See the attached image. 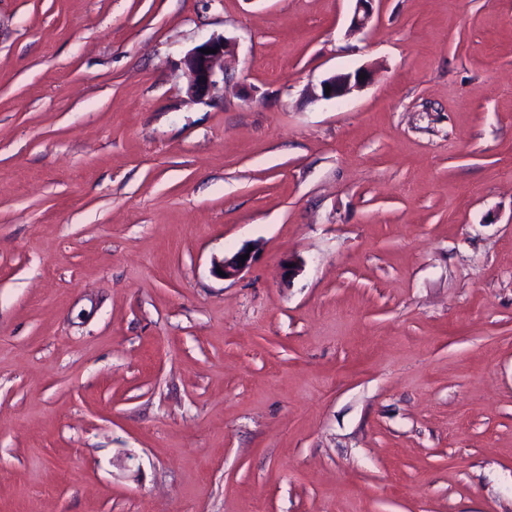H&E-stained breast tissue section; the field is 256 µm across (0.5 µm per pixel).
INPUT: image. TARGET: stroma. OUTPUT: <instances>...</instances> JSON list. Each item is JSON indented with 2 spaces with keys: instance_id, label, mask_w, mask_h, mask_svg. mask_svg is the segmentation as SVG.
I'll use <instances>...</instances> for the list:
<instances>
[{
  "instance_id": "35a3bbf8",
  "label": "stroma",
  "mask_w": 512,
  "mask_h": 512,
  "mask_svg": "<svg viewBox=\"0 0 512 512\" xmlns=\"http://www.w3.org/2000/svg\"><path fill=\"white\" fill-rule=\"evenodd\" d=\"M354 8L0 0V512H512V0ZM201 49H217V53L204 54ZM233 50V43L224 37H213L190 50L185 59L191 78L189 93L204 97L213 92L218 85L217 65ZM364 74V79H359V75ZM370 77V73L366 71H355L354 73H337L320 83V93L315 91L311 95L316 100H333L343 97L351 93L354 89L359 88ZM326 86L330 87V92L326 93ZM246 253H249V258L245 259L244 263H240L239 256H243ZM252 262L253 253L247 249H242L235 253L231 258H224V260L215 264L214 269L217 273V268H221V271L226 274V277H223L224 279L235 278L245 269L249 268Z\"/></svg>"
}]
</instances>
